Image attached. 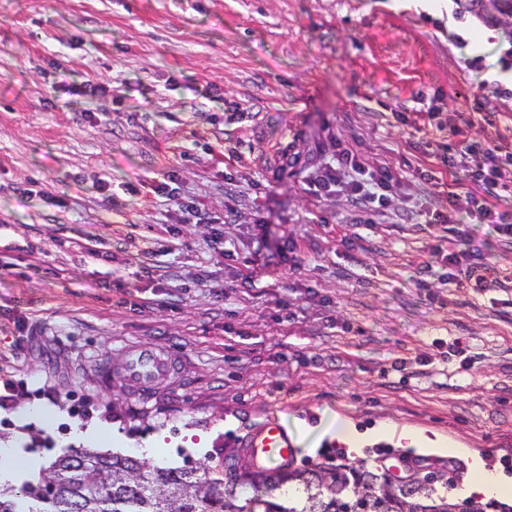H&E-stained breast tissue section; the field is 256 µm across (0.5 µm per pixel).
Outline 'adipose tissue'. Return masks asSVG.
I'll list each match as a JSON object with an SVG mask.
<instances>
[{
	"mask_svg": "<svg viewBox=\"0 0 512 512\" xmlns=\"http://www.w3.org/2000/svg\"><path fill=\"white\" fill-rule=\"evenodd\" d=\"M317 430L320 437L342 444L348 452L355 454L360 453L368 443L387 438L398 446L412 448L424 454L448 453L470 458V476L460 490L461 495L512 500V479L488 469L485 462L479 456L473 455L469 448L460 444H448L438 436L430 437L424 430L384 424L362 432L357 429L353 421L327 412L323 413Z\"/></svg>",
	"mask_w": 512,
	"mask_h": 512,
	"instance_id": "1",
	"label": "adipose tissue"
}]
</instances>
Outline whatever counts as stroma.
I'll list each match as a JSON object with an SVG mask.
<instances>
[{
  "label": "stroma",
  "instance_id": "stroma-1",
  "mask_svg": "<svg viewBox=\"0 0 512 512\" xmlns=\"http://www.w3.org/2000/svg\"><path fill=\"white\" fill-rule=\"evenodd\" d=\"M502 72L512 45L496 30L405 0H0V386L14 385L0 441L19 440L22 466L154 447L158 466L220 478L256 428L311 433L328 410L428 430L512 478V245L486 224H356L344 198L308 193L304 167L265 174L298 122L300 154L322 163L341 138L390 165L396 204L426 213L446 195L412 180L434 163L425 113L482 101L511 141ZM68 80L108 93L73 96ZM228 106L244 119L225 123ZM229 172L232 224L182 223L152 190L175 176L220 216ZM467 242L495 287L438 264L414 285L432 246ZM140 345L177 364L151 399L120 373ZM392 458L469 476L464 458L388 441L354 458L324 439L294 465L379 472Z\"/></svg>",
  "mask_w": 512,
  "mask_h": 512
}]
</instances>
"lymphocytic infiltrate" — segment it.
<instances>
[{"mask_svg": "<svg viewBox=\"0 0 512 512\" xmlns=\"http://www.w3.org/2000/svg\"><path fill=\"white\" fill-rule=\"evenodd\" d=\"M496 113L482 112L479 115L449 113L447 120L432 122L433 132L448 134L449 143L439 144L434 152L437 168H419L414 173L418 187L437 183L438 171L468 179L471 187L465 193L449 191L447 206L435 209L428 218L432 224H453L458 216L477 217L481 222L492 224L499 236L512 239L511 224H493L490 200L512 198V143H503L489 137L487 131L495 127ZM480 127L485 135L479 140L462 138L466 127ZM310 186L322 198L341 196L355 208L356 221L360 224L374 223L377 217L394 214L396 219L410 223L416 221L417 213L402 207L391 209L390 196L394 188V174L390 166L369 163L362 155L337 143L331 162L314 168L310 174ZM432 261L422 263L415 272L419 287H427V278L433 263L449 267V279L463 277L478 291L491 285L487 264L474 263L470 256L460 250L435 246Z\"/></svg>", "mask_w": 512, "mask_h": 512, "instance_id": "1", "label": "lymphocytic infiltrate"}]
</instances>
